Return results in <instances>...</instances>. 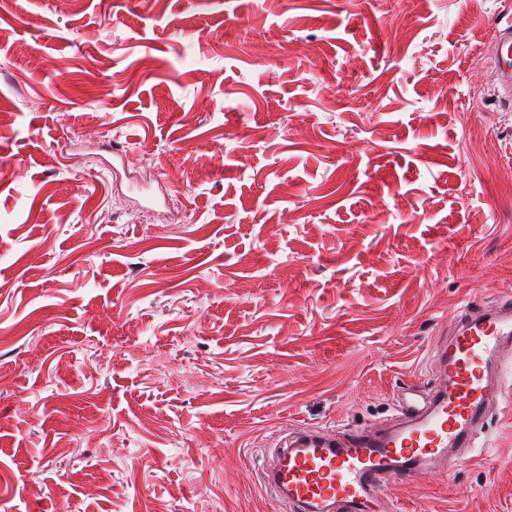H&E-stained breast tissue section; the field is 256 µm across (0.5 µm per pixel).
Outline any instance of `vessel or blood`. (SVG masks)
<instances>
[{"mask_svg":"<svg viewBox=\"0 0 512 512\" xmlns=\"http://www.w3.org/2000/svg\"><path fill=\"white\" fill-rule=\"evenodd\" d=\"M502 104L512 109V25L493 44ZM433 388L403 387L396 415L376 427L293 429L277 443L266 491L290 512H382L383 486L449 472L476 446L512 373V295L463 307L433 348Z\"/></svg>","mask_w":512,"mask_h":512,"instance_id":"vessel-or-blood-1","label":"vessel or blood"}]
</instances>
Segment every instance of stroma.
<instances>
[{"label": "stroma", "instance_id": "35a3bbf8", "mask_svg": "<svg viewBox=\"0 0 512 512\" xmlns=\"http://www.w3.org/2000/svg\"><path fill=\"white\" fill-rule=\"evenodd\" d=\"M512 0H0V512H284L512 292ZM148 157L150 177L127 153ZM387 512H512V387ZM498 35L493 44L494 70L497 81L503 89L501 103L512 109V25L498 29Z\"/></svg>", "mask_w": 512, "mask_h": 512}]
</instances>
